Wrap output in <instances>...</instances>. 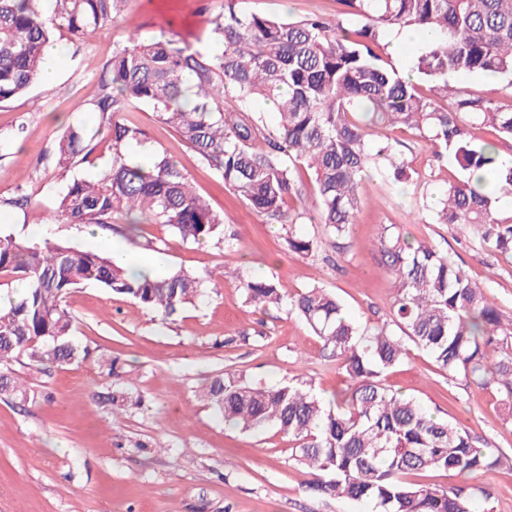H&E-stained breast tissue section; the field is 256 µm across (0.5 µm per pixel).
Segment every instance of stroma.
<instances>
[{
	"instance_id": "35a3bbf8",
	"label": "stroma",
	"mask_w": 512,
	"mask_h": 512,
	"mask_svg": "<svg viewBox=\"0 0 512 512\" xmlns=\"http://www.w3.org/2000/svg\"><path fill=\"white\" fill-rule=\"evenodd\" d=\"M224 0H129L122 18L71 40L58 31L66 54L54 83L0 106V232L20 240L40 226L43 237L82 250L116 246L156 261L160 274L184 269L211 277L213 285L194 306L161 320L152 310L96 287L66 298L74 334L90 351L67 366L22 361L12 372L37 393L36 402L0 400V512H374L372 505L323 498L307 488V469L294 458L293 443L276 427L243 432L225 425L199 390L233 371L274 385L302 378L331 399L349 379L324 361L321 344L287 307L258 309L239 286L245 278L276 279L286 293L315 284L344 302L359 325L390 315L393 290L381 263L378 238L385 225H400L408 237L428 240L455 254L469 277L486 287L504 317H512V266L427 209L458 169L438 158L415 132L385 126L367 131L369 142L397 143L419 174V186H385L379 175L360 187L362 209L340 247L322 237L317 221L301 232L318 238L314 256L289 252L279 225L250 209L203 164L172 128L141 106L129 117L146 133L149 147L176 158L196 192L217 213L228 215L226 237L193 243L168 226L141 224L136 231L114 224L88 228L54 217L62 186L71 175H99L108 158L98 145L90 162L69 174L56 167L57 140L70 125L104 130L107 122L89 108L105 65L131 33L149 38L170 6L177 29L201 52L215 48L208 21ZM240 11L293 20L335 17L337 0H237ZM26 129L17 139L18 129ZM118 359L121 376H108L104 360ZM387 385L418 398L434 414L457 421L483 446L512 454V417L496 387L463 386L430 357L410 349ZM131 391L142 404L112 411L101 394ZM416 481L441 489L467 482L491 495L493 512H512V470L502 468L460 478L426 471Z\"/></svg>"
}]
</instances>
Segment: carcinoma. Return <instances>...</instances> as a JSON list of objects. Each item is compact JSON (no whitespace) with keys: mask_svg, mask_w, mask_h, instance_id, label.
I'll return each mask as SVG.
<instances>
[{"mask_svg":"<svg viewBox=\"0 0 512 512\" xmlns=\"http://www.w3.org/2000/svg\"><path fill=\"white\" fill-rule=\"evenodd\" d=\"M41 2L0 0V104L39 82L55 30L78 40L122 17L128 0H54L49 16ZM234 2L224 0L209 20L219 54L205 55L163 30L135 34L113 52L90 103L108 119L109 162L95 181L67 182L59 220H145L197 243L221 235L227 217L192 189L174 157L155 150L144 163L131 155L130 146L146 145V137L125 113L147 106L254 212L281 226L289 251L308 256L315 242L296 226L310 211L340 240L358 222L365 177L376 171L386 184L418 180L395 144H367L364 127L376 123L415 131L438 156L453 153L462 177L449 180L439 198L438 223L512 264V216L500 215L497 197L512 193V158L474 134L486 129L512 140V108L460 87L488 74L512 87V0H338L336 17L300 20L243 13ZM392 29L432 36L407 73L383 57ZM450 96L451 107L442 106ZM258 99L273 103L274 128L252 109ZM95 149L82 128L70 126L57 141L56 165L68 171ZM302 168L315 185L309 210L291 206ZM379 252L394 288L392 318L380 325H357L335 294L315 285L287 296L273 278L240 281L248 302L286 305L346 373L351 384L334 402L321 401L303 379L257 386L233 372L200 396L230 425H273L292 438L296 460L312 475L308 488L319 496L366 502L376 512H491L482 489L443 490L407 477L427 469H511L512 456L477 447L465 428L389 389L384 378L414 346L452 379L498 386L512 412V352L504 349L512 319L503 320L453 256L408 240L397 225L383 227ZM0 274L26 285L0 306V398L22 401L36 395L12 375V362L25 356L64 366L81 354L65 306L72 290L94 284L166 319L195 304L207 283L182 269L131 277L108 255L10 235H0Z\"/></svg>","mask_w":512,"mask_h":512,"instance_id":"cac0c4a2","label":"carcinoma"}]
</instances>
